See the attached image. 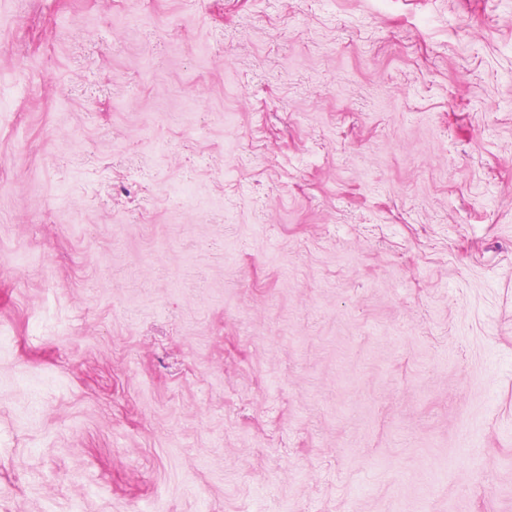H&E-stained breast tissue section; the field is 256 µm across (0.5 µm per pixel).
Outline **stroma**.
<instances>
[{
    "label": "stroma",
    "mask_w": 512,
    "mask_h": 512,
    "mask_svg": "<svg viewBox=\"0 0 512 512\" xmlns=\"http://www.w3.org/2000/svg\"><path fill=\"white\" fill-rule=\"evenodd\" d=\"M0 512H512V0H0Z\"/></svg>",
    "instance_id": "obj_1"
}]
</instances>
